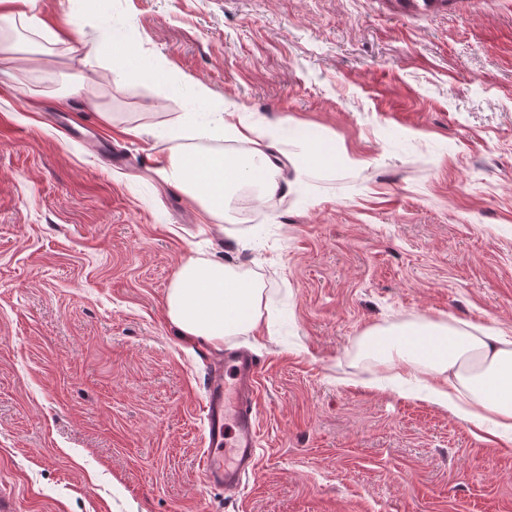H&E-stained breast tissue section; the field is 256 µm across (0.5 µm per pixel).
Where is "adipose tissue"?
Returning <instances> with one entry per match:
<instances>
[{"label": "adipose tissue", "instance_id": "adipose-tissue-1", "mask_svg": "<svg viewBox=\"0 0 512 512\" xmlns=\"http://www.w3.org/2000/svg\"><path fill=\"white\" fill-rule=\"evenodd\" d=\"M40 0H0V64H10L27 52L35 40L57 45L66 37L49 28L39 14ZM86 71L108 67L114 79L146 84L159 96L178 95L164 69L141 47L116 38L108 23H101L98 39L78 59ZM212 93L199 83L194 102L177 116L168 138L213 140L231 136L249 142L246 154L191 149L172 153L160 171L165 183L195 200L207 220L223 223L228 204L241 186L257 190L265 199L289 190L279 181L281 168L293 166L304 173L312 166L336 162V146L293 121L270 122L225 103L211 106ZM283 141L304 143V152L280 150ZM263 288L250 274L214 258H191L177 269L167 296V315L186 342L204 341L221 346L225 337L253 332L261 319ZM363 346L374 359L396 373L428 379V398L447 407L459 420L474 426L492 422L501 432H512V337L498 329L457 326L455 321L417 320L365 336Z\"/></svg>", "mask_w": 512, "mask_h": 512}]
</instances>
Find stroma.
Instances as JSON below:
<instances>
[{
  "label": "stroma",
  "mask_w": 512,
  "mask_h": 512,
  "mask_svg": "<svg viewBox=\"0 0 512 512\" xmlns=\"http://www.w3.org/2000/svg\"><path fill=\"white\" fill-rule=\"evenodd\" d=\"M182 92L97 81L69 51L0 74V512H512V442L482 439L362 353L370 331L451 318L512 331V0L427 16L394 0H108ZM90 45L99 16L43 0ZM290 118L342 162L282 170L252 223L216 224L160 181L192 99ZM148 135L125 134L128 126ZM264 284L223 348L177 336L188 258ZM228 348L261 362L257 462L200 482L205 387Z\"/></svg>",
  "instance_id": "1"
}]
</instances>
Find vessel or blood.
Returning <instances> with one entry per match:
<instances>
[{
  "mask_svg": "<svg viewBox=\"0 0 512 512\" xmlns=\"http://www.w3.org/2000/svg\"><path fill=\"white\" fill-rule=\"evenodd\" d=\"M402 11L426 15L448 9L447 0H400ZM224 375L208 382L204 404L207 445L199 459L206 485L240 491L256 463L259 421L256 384L260 362L250 352L230 349L224 354Z\"/></svg>",
  "mask_w": 512,
  "mask_h": 512,
  "instance_id": "vessel-or-blood-1",
  "label": "vessel or blood"
}]
</instances>
